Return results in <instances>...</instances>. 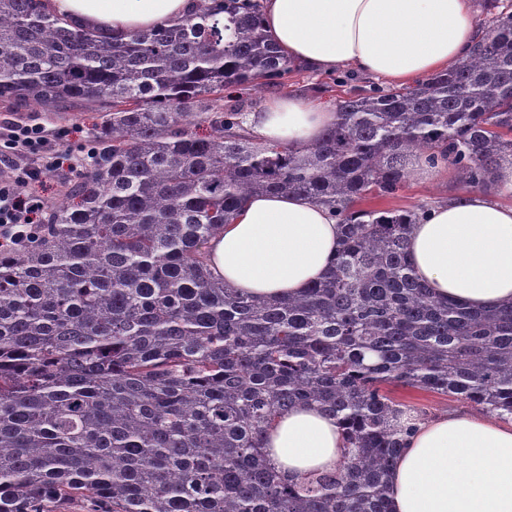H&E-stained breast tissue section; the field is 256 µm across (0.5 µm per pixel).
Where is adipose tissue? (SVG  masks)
Listing matches in <instances>:
<instances>
[{"mask_svg":"<svg viewBox=\"0 0 512 512\" xmlns=\"http://www.w3.org/2000/svg\"><path fill=\"white\" fill-rule=\"evenodd\" d=\"M48 9L108 36L172 24L195 0H46ZM267 35L296 65L350 70L404 86L462 61L474 40L471 0H264ZM335 112L275 95L250 115L268 142L311 144ZM327 209L293 194L246 201L210 242L211 271L238 291L296 296L327 272L341 243ZM408 252L418 279L441 300L490 309L512 300V163L488 190L465 189L414 225ZM264 446L292 481L334 470L344 452L336 419L308 405L282 416ZM390 512H512V421L468 412L419 423L389 476Z\"/></svg>","mask_w":512,"mask_h":512,"instance_id":"adipose-tissue-1","label":"adipose tissue"}]
</instances>
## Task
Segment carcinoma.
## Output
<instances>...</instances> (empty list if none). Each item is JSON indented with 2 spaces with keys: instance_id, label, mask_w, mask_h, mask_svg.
<instances>
[{
  "instance_id": "obj_1",
  "label": "carcinoma",
  "mask_w": 512,
  "mask_h": 512,
  "mask_svg": "<svg viewBox=\"0 0 512 512\" xmlns=\"http://www.w3.org/2000/svg\"><path fill=\"white\" fill-rule=\"evenodd\" d=\"M291 63L258 0H201L180 23L108 40L42 0H0V101L93 112L96 152L45 223L0 246V512H388L415 426L399 386L512 416V302L434 299L407 236L429 206L395 195L407 162L486 189L512 157V12L456 66L360 89L313 145L256 140L224 91ZM331 209L342 247L298 297L214 278L207 244L251 195ZM336 417L347 452L290 483L263 434L294 406Z\"/></svg>"
}]
</instances>
